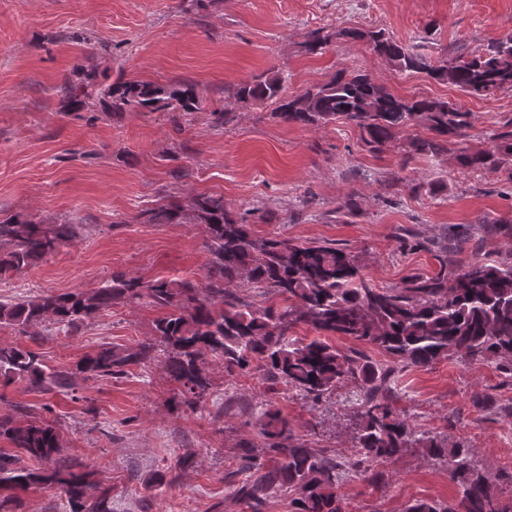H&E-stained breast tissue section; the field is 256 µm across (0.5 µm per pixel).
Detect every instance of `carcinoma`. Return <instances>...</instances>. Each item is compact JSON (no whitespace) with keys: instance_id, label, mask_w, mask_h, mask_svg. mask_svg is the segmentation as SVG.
<instances>
[{"instance_id":"cac0c4a2","label":"carcinoma","mask_w":512,"mask_h":512,"mask_svg":"<svg viewBox=\"0 0 512 512\" xmlns=\"http://www.w3.org/2000/svg\"><path fill=\"white\" fill-rule=\"evenodd\" d=\"M363 41L399 72L420 73L474 96L512 91V37L488 46L483 54L441 61L403 46L383 31L316 30L304 42L309 54L321 51L331 38ZM279 74L268 73L237 85V101L269 100L285 123L328 124L340 121L357 127L369 151L378 153L420 123L431 133L414 137L408 148L420 155L438 156L451 139L465 136L473 113L439 98L402 97L367 74L339 72L328 83L293 98L282 97ZM114 112L137 109L195 112V86L169 89L145 82H116L98 90ZM489 150H459L457 163L471 170L496 169L512 161V132L494 136ZM192 220L205 226L204 248L209 258L202 286L179 279L143 282L124 274L102 286L79 292H46L16 302L0 301V325L24 331L46 320L73 328L91 320L112 303L148 298L169 312L155 323V338L134 347L110 343L85 357L79 370L110 379L130 366L153 359L165 348L164 369L183 386L188 403L200 402L208 380L202 368L210 354L224 362V370L249 367L273 384L319 399L346 379L360 381L361 422L355 439L358 464L377 459L397 460L420 445L423 454L448 463V481L459 487L460 498L450 506L431 499L409 502L405 512H512V501L499 496L495 480L474 463L470 448L417 435L392 402V367L375 366L346 354L327 342L343 336L383 350L395 363L427 368L442 358L472 362L498 358L512 367V263L488 264L477 258L459 264L472 235L463 231L438 248L437 272L413 274L400 284L379 288L362 274L358 256L329 242L295 243L280 237H257L245 222L231 218L224 198L197 195L190 203ZM183 219L180 205L150 212L154 224ZM77 234L75 224H38L11 216L0 220V277L20 273L53 253ZM264 293L284 297L288 305L276 309L244 301L236 293L242 283ZM299 324L318 336L306 341L293 336ZM0 380H16L41 394L64 392L73 386L72 374L51 369L40 356L14 345L0 344ZM269 459L262 461L250 443L241 445L240 464L252 471L251 480L234 488L250 512H262L273 492L288 487L296 494L297 512H345L338 492L340 463L327 451L310 448L294 434L288 419L267 411L260 427ZM0 436L49 468H17L15 458L0 455V491L25 490L31 485L54 486L70 512H112L109 489L89 480L82 464L57 456L60 435L47 421H21L0 415Z\"/></svg>"}]
</instances>
